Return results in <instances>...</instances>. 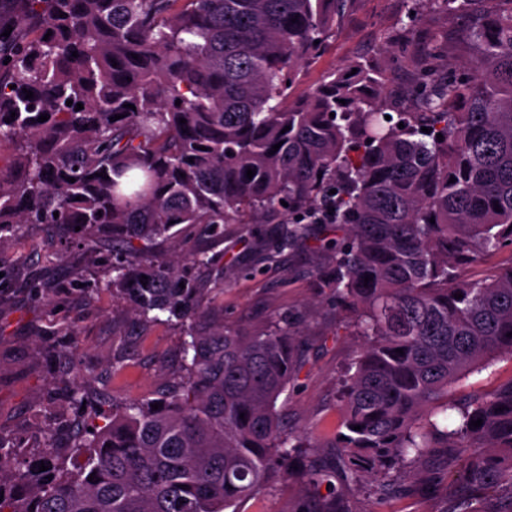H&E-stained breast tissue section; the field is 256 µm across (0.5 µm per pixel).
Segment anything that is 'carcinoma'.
I'll return each instance as SVG.
<instances>
[{"label": "carcinoma", "instance_id": "carcinoma-1", "mask_svg": "<svg viewBox=\"0 0 512 512\" xmlns=\"http://www.w3.org/2000/svg\"><path fill=\"white\" fill-rule=\"evenodd\" d=\"M406 2L407 35L293 103L354 0H0V265L20 227L55 226L114 258L105 287L135 316L184 332L171 388L88 413L103 424L67 454L22 464L0 440V512H242L290 478L305 490L290 512H353L354 487L428 493L460 462L448 512H512V379L449 398L512 356V264L465 274L512 251V0ZM429 12L467 18L466 69L443 68ZM408 66L400 102L388 72ZM277 212V249L316 241L314 287L361 340L328 450L276 408L304 361L297 319L212 327L214 289L185 273L212 263L224 225ZM164 241L174 259L143 256ZM511 263V252L503 250L493 255H486L470 264L468 274L476 279L482 278L496 268L508 266Z\"/></svg>", "mask_w": 512, "mask_h": 512}]
</instances>
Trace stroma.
Masks as SVG:
<instances>
[{"mask_svg": "<svg viewBox=\"0 0 512 512\" xmlns=\"http://www.w3.org/2000/svg\"><path fill=\"white\" fill-rule=\"evenodd\" d=\"M403 0H356L349 22L330 39L326 53L306 71L301 89L322 74L372 50L400 31ZM273 225L228 224L204 278L219 284L210 317L219 325L251 328L279 316L300 318L305 363L277 402L283 425L295 434L330 442L341 420L337 375L358 350L350 328L336 319L329 292L314 287L311 267L326 257L310 248L276 253ZM11 286L0 294V438L15 455L36 458L69 444V425L82 409L112 398H155L181 373L178 326L134 318L125 302L104 288L98 252L65 242L58 229L28 224L13 237ZM95 293H86L89 285ZM74 349L72 359L59 358ZM87 382L83 408L69 398L75 377ZM459 482L451 470L437 490L389 500L369 491L351 496L356 512H448Z\"/></svg>", "mask_w": 512, "mask_h": 512, "instance_id": "obj_1", "label": "stroma"}]
</instances>
